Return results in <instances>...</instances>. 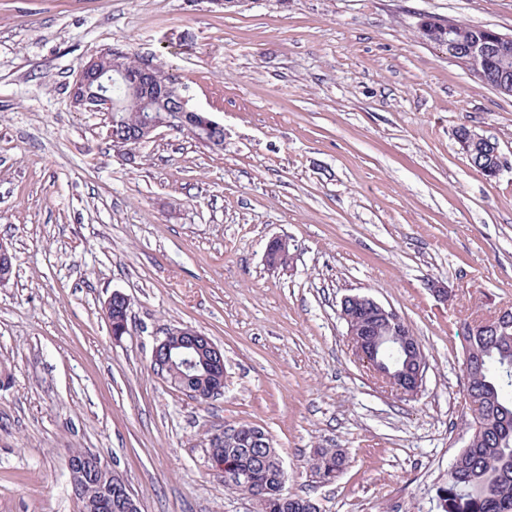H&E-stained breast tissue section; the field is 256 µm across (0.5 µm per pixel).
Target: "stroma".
I'll return each mask as SVG.
<instances>
[{
  "instance_id": "35a3bbf8",
  "label": "stroma",
  "mask_w": 512,
  "mask_h": 512,
  "mask_svg": "<svg viewBox=\"0 0 512 512\" xmlns=\"http://www.w3.org/2000/svg\"><path fill=\"white\" fill-rule=\"evenodd\" d=\"M422 14L512 35V0H0V512H80L74 450L141 512H257L208 458V433L238 423L320 512H440L467 441L461 327L512 308V97L420 39ZM108 49L175 78L223 148L162 128L114 150L104 114L71 99ZM463 124L497 142L496 178L470 165ZM275 236L287 266L265 261ZM354 293L422 344L417 397L359 360L339 315ZM185 326L224 351L205 404L151 366ZM317 448L349 458L333 482L308 465Z\"/></svg>"
}]
</instances>
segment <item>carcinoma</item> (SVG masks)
Listing matches in <instances>:
<instances>
[{"mask_svg":"<svg viewBox=\"0 0 512 512\" xmlns=\"http://www.w3.org/2000/svg\"><path fill=\"white\" fill-rule=\"evenodd\" d=\"M417 32L434 45L448 41L444 18L423 14ZM112 98L121 110L112 113V146L122 151V141L134 135L145 119L153 116L112 87ZM173 129L213 148L223 142L205 128L181 126L175 112L162 114ZM464 388L472 406L462 423L467 443L448 469V481L438 488L441 512H512V322L492 332L466 328ZM236 436L224 438L223 446L208 455L224 462V487L251 496L259 512H311L312 499L281 493L285 482L280 455L274 446L255 441L248 424H239ZM78 464L71 469L72 484L83 488L81 512H115L111 498L101 494L90 480L82 451L74 450ZM339 448H318L309 466L324 481L334 480L348 466Z\"/></svg>","mask_w":512,"mask_h":512,"instance_id":"cac0c4a2","label":"carcinoma"}]
</instances>
